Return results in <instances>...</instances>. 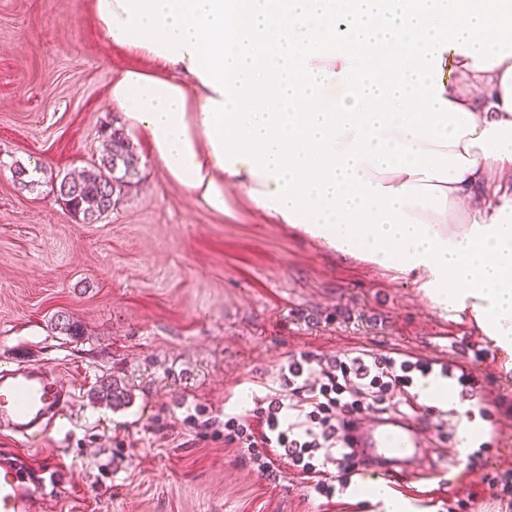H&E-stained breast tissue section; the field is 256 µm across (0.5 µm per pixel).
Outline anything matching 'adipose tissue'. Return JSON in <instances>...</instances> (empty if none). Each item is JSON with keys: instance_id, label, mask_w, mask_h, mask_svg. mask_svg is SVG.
Instances as JSON below:
<instances>
[{"instance_id": "ef3b65f1", "label": "adipose tissue", "mask_w": 512, "mask_h": 512, "mask_svg": "<svg viewBox=\"0 0 512 512\" xmlns=\"http://www.w3.org/2000/svg\"><path fill=\"white\" fill-rule=\"evenodd\" d=\"M146 59L109 103L167 179L419 281L512 355V18L499 0H94Z\"/></svg>"}]
</instances>
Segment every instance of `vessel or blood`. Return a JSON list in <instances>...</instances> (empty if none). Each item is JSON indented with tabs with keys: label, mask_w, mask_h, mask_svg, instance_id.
I'll list each match as a JSON object with an SVG mask.
<instances>
[{
	"label": "vessel or blood",
	"mask_w": 512,
	"mask_h": 512,
	"mask_svg": "<svg viewBox=\"0 0 512 512\" xmlns=\"http://www.w3.org/2000/svg\"><path fill=\"white\" fill-rule=\"evenodd\" d=\"M73 402L70 385L43 366L0 370V426L18 443L46 440L51 421L66 416ZM344 445L362 459L358 473L404 491L419 472L412 463L424 445L423 431L406 414L359 420L344 434ZM65 487L60 461L46 452L40 464L16 453L0 455V512H41L48 496Z\"/></svg>",
	"instance_id": "b4317fda"
}]
</instances>
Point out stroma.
<instances>
[{
  "instance_id": "obj_1",
  "label": "stroma",
  "mask_w": 512,
  "mask_h": 512,
  "mask_svg": "<svg viewBox=\"0 0 512 512\" xmlns=\"http://www.w3.org/2000/svg\"><path fill=\"white\" fill-rule=\"evenodd\" d=\"M137 59L99 35L92 0H0V367L37 363L69 376L77 402L53 431L66 491L45 512H382L347 489L317 497L299 474L258 476L187 415L245 416L289 390V356L361 350L456 361L475 371L490 421L417 409L443 461L461 438L493 440L456 488L421 479L416 512H512L490 480L512 473V368L464 312L434 308L411 278L271 224L232 201L198 207L147 159L106 218L76 221L50 178L93 168L102 133L120 126L109 85ZM38 162L20 188L14 164ZM80 333L56 329L57 316ZM107 380L124 392L94 397Z\"/></svg>"
}]
</instances>
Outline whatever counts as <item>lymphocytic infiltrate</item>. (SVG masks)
<instances>
[{
  "instance_id": "obj_1",
  "label": "lymphocytic infiltrate",
  "mask_w": 512,
  "mask_h": 512,
  "mask_svg": "<svg viewBox=\"0 0 512 512\" xmlns=\"http://www.w3.org/2000/svg\"><path fill=\"white\" fill-rule=\"evenodd\" d=\"M434 369L456 381L462 400L479 388L477 377L455 362L393 352L346 353L326 360L301 352L291 355L283 369L291 403L274 397L248 416H228L220 424L206 419L197 428L243 450L261 477L278 479L281 460L303 475L318 496L330 499L350 486L357 471L353 453L343 446L346 427L363 413L388 412L398 398L414 406L416 377Z\"/></svg>"
}]
</instances>
